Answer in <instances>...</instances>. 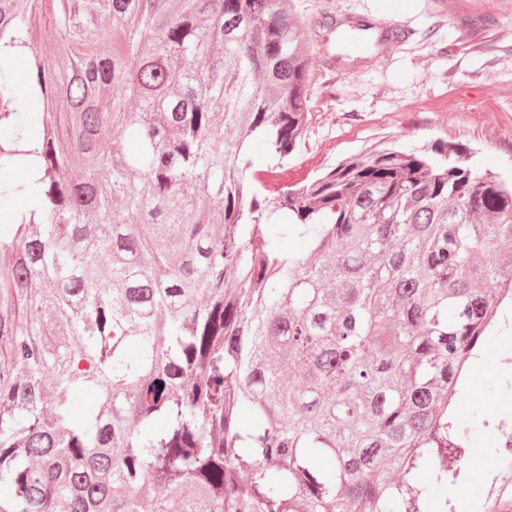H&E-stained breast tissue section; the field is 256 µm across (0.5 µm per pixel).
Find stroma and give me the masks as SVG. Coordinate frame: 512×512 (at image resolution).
Listing matches in <instances>:
<instances>
[{"mask_svg":"<svg viewBox=\"0 0 512 512\" xmlns=\"http://www.w3.org/2000/svg\"><path fill=\"white\" fill-rule=\"evenodd\" d=\"M311 19L380 20L383 0H289ZM396 20L408 38L369 60L345 52L338 38L325 50L341 73L317 69L313 116L287 164L267 186L305 183L365 147L393 136L403 148L435 141L469 148L478 171L512 177V0H399ZM507 327L482 351L456 407L466 420L458 485L482 512L498 464L497 434L512 427V306Z\"/></svg>","mask_w":512,"mask_h":512,"instance_id":"1","label":"stroma"}]
</instances>
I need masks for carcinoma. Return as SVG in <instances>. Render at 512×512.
Here are the masks:
<instances>
[{
    "label": "carcinoma",
    "mask_w": 512,
    "mask_h": 512,
    "mask_svg": "<svg viewBox=\"0 0 512 512\" xmlns=\"http://www.w3.org/2000/svg\"><path fill=\"white\" fill-rule=\"evenodd\" d=\"M45 7L66 67L32 47ZM310 27L281 0H0V199L30 202L0 216V512H422L459 480L512 181L384 138L271 196Z\"/></svg>",
    "instance_id": "carcinoma-1"
}]
</instances>
